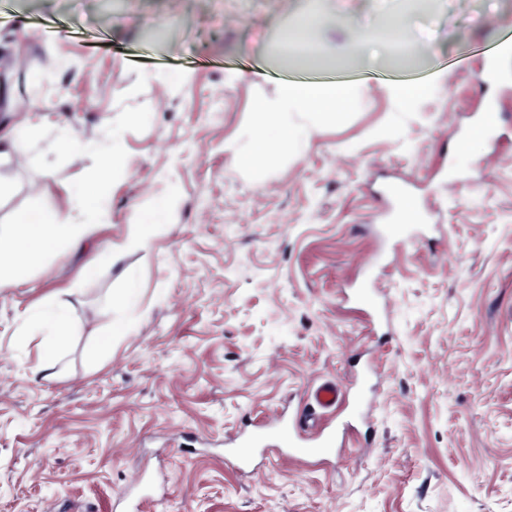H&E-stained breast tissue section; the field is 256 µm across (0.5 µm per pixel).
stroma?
I'll list each match as a JSON object with an SVG mask.
<instances>
[{
    "label": "stroma",
    "instance_id": "1",
    "mask_svg": "<svg viewBox=\"0 0 512 512\" xmlns=\"http://www.w3.org/2000/svg\"><path fill=\"white\" fill-rule=\"evenodd\" d=\"M0 135L49 125L104 139L119 98L124 172L100 222L0 284V512H512V0H0ZM325 15L327 67L288 64L284 31ZM400 17L414 45L353 50L350 26ZM495 60L500 75L485 74ZM289 82L345 83L339 122L265 168L252 106ZM402 84L425 86L405 101ZM496 139L468 142L483 113ZM80 155L39 173L13 144L0 219L33 199L79 219ZM433 211L415 239L384 226L382 187ZM170 203L145 244L139 215ZM103 258L93 279L86 262ZM64 307L50 370L36 315ZM359 392L326 413L321 382ZM333 435L290 454L276 417ZM262 433L268 462L232 456Z\"/></svg>",
    "mask_w": 512,
    "mask_h": 512
}]
</instances>
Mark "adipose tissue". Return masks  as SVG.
Returning <instances> with one entry per match:
<instances>
[{
	"instance_id": "1",
	"label": "adipose tissue",
	"mask_w": 512,
	"mask_h": 512,
	"mask_svg": "<svg viewBox=\"0 0 512 512\" xmlns=\"http://www.w3.org/2000/svg\"><path fill=\"white\" fill-rule=\"evenodd\" d=\"M357 94L356 88L346 84L292 82L282 86L276 101L255 102L256 126L243 165L249 168L265 166L278 152L307 136V128L295 121V114L305 112L321 120L337 121L344 110L355 104Z\"/></svg>"
}]
</instances>
